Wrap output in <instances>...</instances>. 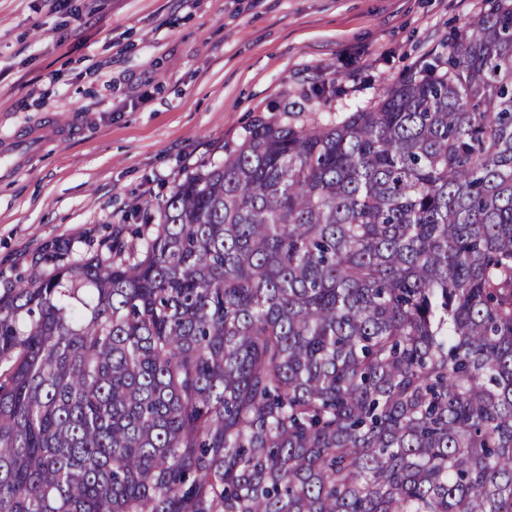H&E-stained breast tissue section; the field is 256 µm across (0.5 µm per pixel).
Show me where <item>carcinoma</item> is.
<instances>
[{
    "label": "carcinoma",
    "instance_id": "carcinoma-1",
    "mask_svg": "<svg viewBox=\"0 0 512 512\" xmlns=\"http://www.w3.org/2000/svg\"><path fill=\"white\" fill-rule=\"evenodd\" d=\"M446 65L0 288V512H512V0Z\"/></svg>",
    "mask_w": 512,
    "mask_h": 512
}]
</instances>
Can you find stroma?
<instances>
[{
    "label": "stroma",
    "mask_w": 512,
    "mask_h": 512,
    "mask_svg": "<svg viewBox=\"0 0 512 512\" xmlns=\"http://www.w3.org/2000/svg\"><path fill=\"white\" fill-rule=\"evenodd\" d=\"M493 0H0V288L158 216L257 117L342 122Z\"/></svg>",
    "instance_id": "obj_1"
}]
</instances>
